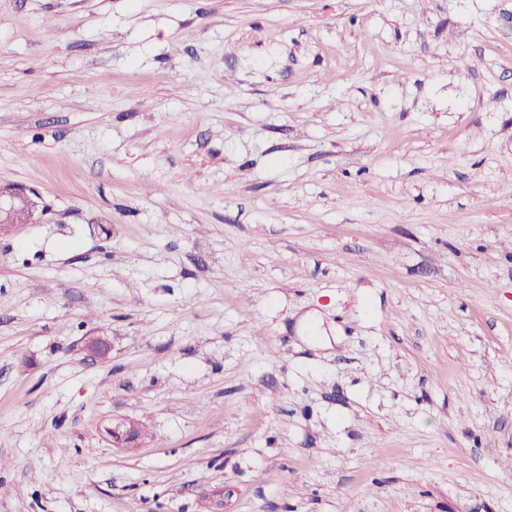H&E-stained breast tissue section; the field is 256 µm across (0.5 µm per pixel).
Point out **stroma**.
<instances>
[{
	"label": "stroma",
	"instance_id": "stroma-1",
	"mask_svg": "<svg viewBox=\"0 0 512 512\" xmlns=\"http://www.w3.org/2000/svg\"><path fill=\"white\" fill-rule=\"evenodd\" d=\"M6 185L0 512H512V0H0ZM34 198V193L23 187L21 189L12 188L8 197L1 192L0 211L2 212L5 208L17 209L20 224L32 223L38 211V202Z\"/></svg>",
	"mask_w": 512,
	"mask_h": 512
}]
</instances>
